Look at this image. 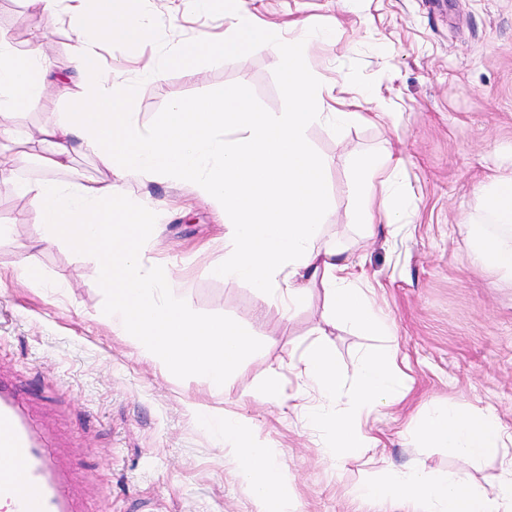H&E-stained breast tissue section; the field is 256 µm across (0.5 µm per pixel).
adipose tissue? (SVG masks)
I'll list each match as a JSON object with an SVG mask.
<instances>
[{
	"label": "adipose tissue",
	"instance_id": "ef3b65f1",
	"mask_svg": "<svg viewBox=\"0 0 512 512\" xmlns=\"http://www.w3.org/2000/svg\"><path fill=\"white\" fill-rule=\"evenodd\" d=\"M37 2L44 17H55L64 8L78 19L73 70L50 79L39 46L16 54L9 36L0 31V143L7 146L0 152V180L10 179L16 163L29 156L48 171V178L21 184L18 190L36 202L44 241L102 248L114 333L136 338L161 370L197 375L214 387L227 384L252 346L249 333L231 323L192 318L169 267L144 266L145 233L156 227L160 208L149 199L126 201L121 178L133 170L149 182L189 186L222 216L224 260L209 267L210 275L249 281L262 306L284 313L300 304L312 285H321L331 316L358 333L386 335L371 289L359 285L350 259L323 232L330 216L325 165L310 149L305 132L323 124L341 135L361 118L353 110L357 99H370L373 93L364 90L356 99L327 101L321 76L308 66L321 33L303 25L284 37L245 20L235 26L229 49L265 48L284 73L286 111H255L243 81L219 99L174 103L145 131L132 119L130 89L103 75L99 54L104 44L145 37L148 26L133 0ZM49 85L70 103L65 119L39 133L19 135L11 116L35 107ZM80 153L94 154L112 180L54 179V172L70 168ZM402 164L389 143L372 153L354 154V220L365 234H373L376 219L390 225L403 218L407 190L394 178ZM481 198L485 220L473 227L475 257L484 268L511 274L512 173L483 185ZM290 367L301 381L294 397L303 402L309 425L330 435L327 457L361 465L358 495L399 499L418 512H512V429L494 411L447 406L421 418L417 438L452 448L463 463L455 473L384 466L366 423L405 395L396 352L378 349L359 356L355 387L343 407L336 394L345 378L326 344L309 346ZM205 416L215 442L231 445L236 469L254 495L276 498V512H295L277 480L278 462L247 436L244 421L210 410ZM488 458L499 461L501 473L485 487L472 481L467 466Z\"/></svg>",
	"mask_w": 512,
	"mask_h": 512
}]
</instances>
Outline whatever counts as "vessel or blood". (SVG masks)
Segmentation results:
<instances>
[{"label":"vessel or blood","mask_w":512,"mask_h":512,"mask_svg":"<svg viewBox=\"0 0 512 512\" xmlns=\"http://www.w3.org/2000/svg\"><path fill=\"white\" fill-rule=\"evenodd\" d=\"M0 507L5 512H86L18 392L1 385Z\"/></svg>","instance_id":"b4317fda"}]
</instances>
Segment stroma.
I'll return each mask as SVG.
<instances>
[{
    "label": "stroma",
    "mask_w": 512,
    "mask_h": 512,
    "mask_svg": "<svg viewBox=\"0 0 512 512\" xmlns=\"http://www.w3.org/2000/svg\"><path fill=\"white\" fill-rule=\"evenodd\" d=\"M141 9L146 41L115 43L101 55L105 75L132 88L131 110L144 129L173 102L220 98L243 80L255 110L287 107L283 76L266 49L217 54L189 70L173 65L157 80L141 75L148 60L177 56L192 40L222 42L242 17L283 34L297 21L325 31L309 58L325 85L376 92L343 136L315 124L305 137L326 164L331 217L324 233L373 285L407 376L406 397L369 423L378 449L397 468L450 472L461 465L451 449L405 436L429 408L491 409L512 426V276L475 264L463 222L480 215L482 185L512 161V0H217L208 10L190 0H143ZM37 10L33 0H0V30L21 52L38 40L52 74H69L78 23L63 13L40 24ZM388 141L406 160L409 216L390 227L378 223L367 239L352 222L351 154ZM45 176L28 161L14 180L0 181V377L29 400L89 512H269L238 476L229 449L214 444L196 405L251 419L253 435L281 462L298 512H410L401 502L354 496L357 465L330 466L329 437L295 408L299 380L287 367L325 337L350 375L359 355L384 337L332 325L318 286L290 317L273 308L258 317L249 282L206 272L224 259L214 210L188 188L130 174L126 199L148 198L163 210L159 243L147 245L145 259L173 266L192 315L253 335L227 387L164 373L133 338L113 333L101 254L43 244L36 207L14 182ZM25 259L38 277L21 278ZM276 365L283 371L272 403L259 390Z\"/></svg>",
    "instance_id": "obj_1"
}]
</instances>
